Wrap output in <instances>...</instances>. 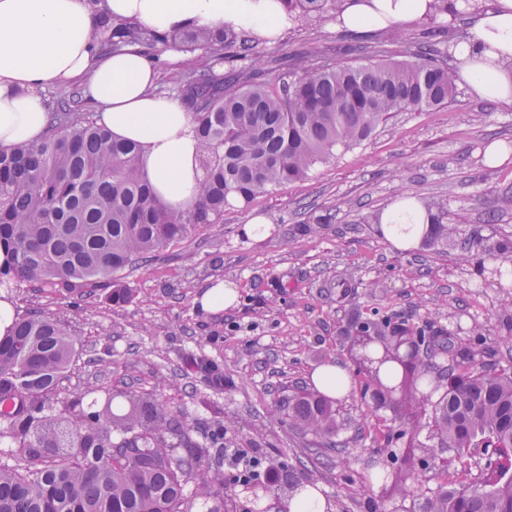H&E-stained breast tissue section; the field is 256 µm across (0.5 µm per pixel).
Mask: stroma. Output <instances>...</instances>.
Instances as JSON below:
<instances>
[{
    "instance_id": "stroma-1",
    "label": "stroma",
    "mask_w": 512,
    "mask_h": 512,
    "mask_svg": "<svg viewBox=\"0 0 512 512\" xmlns=\"http://www.w3.org/2000/svg\"><path fill=\"white\" fill-rule=\"evenodd\" d=\"M313 46L334 63L358 60L335 21L299 22L276 43H256L276 62L264 80L278 83L292 57ZM491 146L506 163L487 162ZM403 194L443 205V223L458 225L461 235L512 241V105L479 99L459 81L446 106L391 114L363 145L316 166L307 179L227 207L223 223L159 250L125 279L127 302L100 298L79 307L66 291L29 282L0 292L17 314L39 311L68 323L84 350L111 348L101 375L73 363L63 394L128 391L192 425L223 417L225 448L287 466L296 482L319 490L327 512H419L424 496L477 480L488 458L429 463L406 499L382 496L372 476L390 456L377 439L392 413L364 397L360 349L347 328L355 316L393 315L472 340L482 362L512 370V317L502 309L512 298V252L476 250L462 262L451 246L396 249L376 219ZM326 214L330 222L320 223ZM252 216L266 218L265 234H245ZM220 280L237 286V306L197 311L196 296ZM193 354L219 359L231 385L208 387L189 369ZM333 361L348 370L352 390L335 403L342 448L325 451L320 464L317 438L289 426L288 400Z\"/></svg>"
}]
</instances>
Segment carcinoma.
Instances as JSON below:
<instances>
[{"instance_id": "carcinoma-1", "label": "carcinoma", "mask_w": 512, "mask_h": 512, "mask_svg": "<svg viewBox=\"0 0 512 512\" xmlns=\"http://www.w3.org/2000/svg\"><path fill=\"white\" fill-rule=\"evenodd\" d=\"M293 22L337 14L341 0H283ZM426 41L407 59L383 58L371 44L351 50L361 65L297 55L271 87L251 74L240 84L233 63L251 65L254 47L229 27L170 33L116 22L101 14L92 37L112 52L132 43L201 50L199 70L171 82L193 113L206 176L195 205L167 207L144 173L139 148L117 141L78 112L79 95L49 113V134L0 151V279L42 282L87 302L101 284L105 299L125 302L123 279L142 259L224 220L228 197L248 203L260 193L309 176L312 168L366 141L390 114L448 103L453 80ZM229 65L224 73L217 69ZM429 242H452L467 258L482 243L434 225ZM361 347L421 343L401 358L364 366L365 390L417 432L430 428L437 447L512 449V372L490 371L477 351L442 329L412 328L391 318L359 325ZM79 340L67 326L33 313L0 340V512H225L224 421L189 427L161 404L133 395L121 405L57 399ZM191 363L220 387V365ZM289 425L338 447L336 409L322 396L288 399ZM264 461H245L232 478L259 479ZM410 476L400 466L381 475L384 488ZM421 512H512V464L477 482L426 497Z\"/></svg>"}]
</instances>
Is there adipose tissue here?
<instances>
[{"label":"adipose tissue","instance_id":"ef3b65f1","mask_svg":"<svg viewBox=\"0 0 512 512\" xmlns=\"http://www.w3.org/2000/svg\"><path fill=\"white\" fill-rule=\"evenodd\" d=\"M432 0H344L338 23L356 32L428 18ZM159 33L186 26H232L276 42L291 22L282 0H0V149L34 142L48 127L43 92L83 80L99 123L142 149V164L160 200L175 210L197 200L202 170L193 115L181 100L155 93L154 59L136 45L99 54L91 33L99 14ZM458 75L472 93L512 105V0L475 13L468 36L453 46ZM393 245H417L432 217L405 195L379 216Z\"/></svg>","mask_w":512,"mask_h":512}]
</instances>
